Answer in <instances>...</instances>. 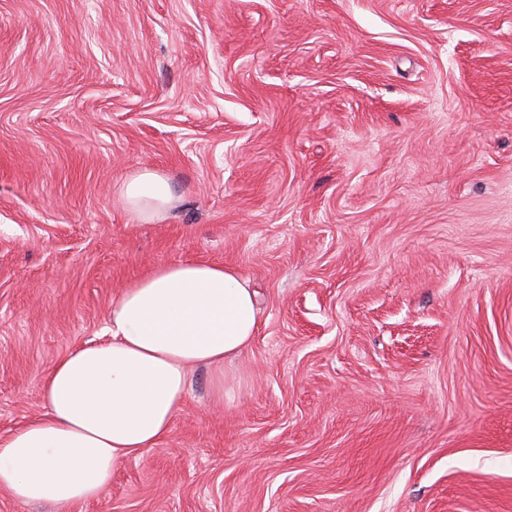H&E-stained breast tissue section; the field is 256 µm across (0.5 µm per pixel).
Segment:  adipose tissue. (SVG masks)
<instances>
[{
    "mask_svg": "<svg viewBox=\"0 0 512 512\" xmlns=\"http://www.w3.org/2000/svg\"><path fill=\"white\" fill-rule=\"evenodd\" d=\"M124 194L149 219L171 201L168 181L145 171ZM254 290L221 264H162L112 302L106 339L70 352L46 378V411L0 437V489L26 503L91 500L131 459L168 434L189 388L191 368L215 371L246 349L259 327Z\"/></svg>",
    "mask_w": 512,
    "mask_h": 512,
    "instance_id": "ef3b65f1",
    "label": "adipose tissue"
}]
</instances>
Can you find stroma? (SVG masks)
<instances>
[{
  "mask_svg": "<svg viewBox=\"0 0 512 512\" xmlns=\"http://www.w3.org/2000/svg\"><path fill=\"white\" fill-rule=\"evenodd\" d=\"M188 261L258 291L223 400L0 512H512V0H0V436ZM124 194L136 217L149 219L164 211L171 201L168 181L158 173L145 171L128 180Z\"/></svg>",
  "mask_w": 512,
  "mask_h": 512,
  "instance_id": "obj_1",
  "label": "stroma"
}]
</instances>
